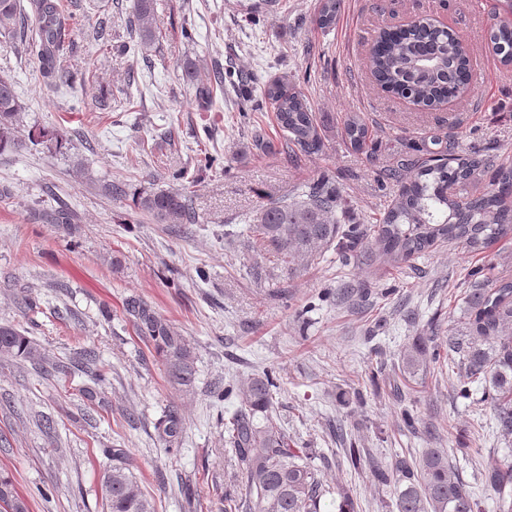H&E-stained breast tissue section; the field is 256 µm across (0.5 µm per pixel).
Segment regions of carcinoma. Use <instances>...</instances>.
Returning <instances> with one entry per match:
<instances>
[{
    "mask_svg": "<svg viewBox=\"0 0 512 512\" xmlns=\"http://www.w3.org/2000/svg\"><path fill=\"white\" fill-rule=\"evenodd\" d=\"M496 18L487 30L488 44L497 62L512 66V0H497ZM341 0H321L317 25L336 23ZM157 0H134L130 34L151 47ZM69 16L56 0H0V30L26 45L35 64V79L46 86L86 84L75 80L64 65L70 52ZM366 66L383 88L431 108L457 98L473 82L467 44L451 29L443 30L431 19L413 25L383 26L376 32ZM265 96L277 109V119L288 141L317 152L322 143L307 98L277 79L263 85ZM25 108L14 81L0 77V154L32 144L49 155L73 148L68 130L33 126L27 138L19 136ZM350 143L366 145L368 128L357 115L346 120ZM492 167L481 154L458 159L437 158L400 179L398 193L377 224L343 226L337 218L340 197L329 176L307 186L298 197L289 194L260 204L248 221L250 236L272 253L288 275L297 276L319 250L351 245L367 248L370 260L393 268L429 253L437 246L456 244L482 253L512 239V167L494 170L484 192L462 199L452 186L468 181L479 168ZM141 213L160 224L195 223L188 188L149 191L138 199ZM51 224H70L74 213L59 207L43 213ZM466 317L461 329L448 333V354L458 361L466 377L485 384V398L496 413L504 435H512V280L484 277L466 294ZM127 313L138 335L151 340L162 357L169 382L181 390L196 382V356L184 336L142 299L132 297ZM0 354L22 357L44 365L43 355L31 338L13 325H0ZM441 352L433 336L417 337L403 353L402 371L413 375ZM273 388L269 374L251 378L241 389L242 406L224 423L226 444L246 483L251 512H320L329 492L324 472L314 463L311 448H293L288 432L273 417ZM159 440L168 447L183 433L182 418L168 411L157 424ZM377 482L393 486L397 512H479V502L449 461L442 448H428L418 459L400 457L390 464L369 461ZM486 491L498 512H512V462L487 467L482 475ZM107 512H154V504L137 492L133 474L123 463L108 470L101 480ZM351 491L336 488V512H357ZM0 512H28L13 480L0 475Z\"/></svg>",
    "mask_w": 512,
    "mask_h": 512,
    "instance_id": "obj_1",
    "label": "carcinoma"
}]
</instances>
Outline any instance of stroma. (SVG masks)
I'll list each match as a JSON object with an SVG mask.
<instances>
[{"instance_id":"stroma-1","label":"stroma","mask_w":512,"mask_h":512,"mask_svg":"<svg viewBox=\"0 0 512 512\" xmlns=\"http://www.w3.org/2000/svg\"><path fill=\"white\" fill-rule=\"evenodd\" d=\"M63 3L76 46L68 65L103 89L106 109L36 83L32 61L0 42V75L16 85L25 126L78 134L62 155L0 154V190L13 200L0 206V324L20 325L58 366L43 378L32 363L0 356V474L28 512H106L100 482L116 450L155 512H224L225 494H246L224 422L241 406L235 387L266 371L293 447L315 449L328 484L350 487L359 512H397L396 497L367 466L352 467V446L384 463L469 449L455 464L480 512H495L480 472L512 458V437L497 430L482 383L463 398L453 362L412 377L399 366L416 337L444 340L461 326L474 270L489 264L494 277L512 279V241L480 255L448 245L397 269L331 249L291 279L249 242L247 220L261 200L327 173L341 223H376L399 188L389 171L412 173L434 145L512 162V69L486 45L497 0H342L326 30L314 22L320 0H158L159 42L143 51L130 47L133 0ZM416 16L454 28L474 69L471 92L433 110L382 90L366 68L374 31ZM217 71L224 84L202 110L196 89ZM282 76L310 102L318 152L284 142L262 94ZM353 113L371 131L360 150L346 134ZM203 150L213 165L198 164ZM179 171L191 182L195 223L174 230L142 219L137 194L178 187ZM113 182L122 195L104 194ZM59 206L74 223L34 216ZM258 261L267 271L259 281ZM133 296L185 337L197 358L193 391L175 389L153 342L137 335L125 312ZM27 297L36 304L28 313ZM89 348L106 371L96 386L75 362ZM172 405L184 429L168 448L155 424ZM45 416L52 430L40 426Z\"/></svg>"}]
</instances>
